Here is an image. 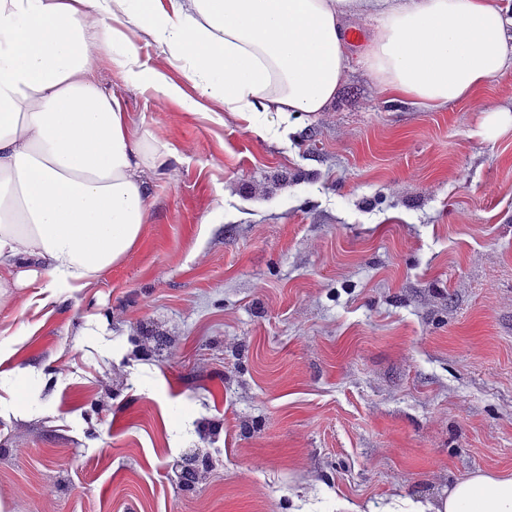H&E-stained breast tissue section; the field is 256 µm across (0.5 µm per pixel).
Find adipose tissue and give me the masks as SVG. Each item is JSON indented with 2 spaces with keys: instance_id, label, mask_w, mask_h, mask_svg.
<instances>
[{
  "instance_id": "1",
  "label": "adipose tissue",
  "mask_w": 512,
  "mask_h": 512,
  "mask_svg": "<svg viewBox=\"0 0 512 512\" xmlns=\"http://www.w3.org/2000/svg\"><path fill=\"white\" fill-rule=\"evenodd\" d=\"M0 0V307L24 288H83L142 241L144 170L175 151L135 133L93 73L99 51L140 74L146 32L202 96L252 121L327 111L351 62L341 17L374 22L362 62L389 99L426 108L473 98L512 70L498 0ZM124 15L108 26L105 12ZM383 512H512V475L482 472L435 502Z\"/></svg>"
}]
</instances>
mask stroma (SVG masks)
Instances as JSON below:
<instances>
[{
  "label": "stroma",
  "mask_w": 512,
  "mask_h": 512,
  "mask_svg": "<svg viewBox=\"0 0 512 512\" xmlns=\"http://www.w3.org/2000/svg\"><path fill=\"white\" fill-rule=\"evenodd\" d=\"M328 111L267 139L152 36L100 85L178 155L139 247L0 309V512H381L512 473V71L428 109L378 95L371 20ZM159 70L181 84L169 100ZM207 483L177 484L189 451ZM485 112L487 113L482 127L486 137L494 138L509 127L512 129V108L498 107Z\"/></svg>",
  "instance_id": "stroma-1"
}]
</instances>
